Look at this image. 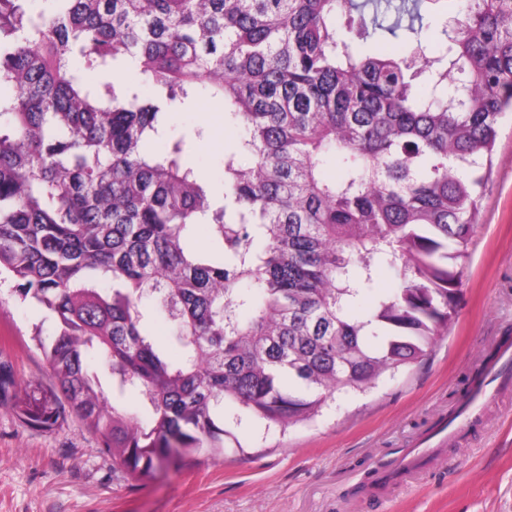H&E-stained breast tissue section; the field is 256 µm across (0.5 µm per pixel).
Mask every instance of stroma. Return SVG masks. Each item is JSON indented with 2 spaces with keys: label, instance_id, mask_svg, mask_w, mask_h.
<instances>
[{
  "label": "stroma",
  "instance_id": "1",
  "mask_svg": "<svg viewBox=\"0 0 512 512\" xmlns=\"http://www.w3.org/2000/svg\"><path fill=\"white\" fill-rule=\"evenodd\" d=\"M222 113L221 102L204 99L170 118L179 129L206 128L193 156L218 194L221 160L239 133ZM38 324L52 333L42 310L0 288V362L14 382L0 398V512H512V381L493 385L473 424L428 452L414 477L373 483L457 413L466 378L512 342V121L500 129L448 335L425 363L337 394L312 422L268 431L229 407L222 456L135 480L73 412L50 429L17 413L18 395L53 389L31 339Z\"/></svg>",
  "mask_w": 512,
  "mask_h": 512
}]
</instances>
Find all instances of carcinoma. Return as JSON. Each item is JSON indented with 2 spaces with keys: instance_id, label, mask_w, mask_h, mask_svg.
<instances>
[{
  "instance_id": "1",
  "label": "carcinoma",
  "mask_w": 512,
  "mask_h": 512,
  "mask_svg": "<svg viewBox=\"0 0 512 512\" xmlns=\"http://www.w3.org/2000/svg\"><path fill=\"white\" fill-rule=\"evenodd\" d=\"M33 2L0 0V271L52 316L33 340L113 462L219 457L228 405L285 429L433 351L512 111V0H459L435 56L443 0ZM400 31L409 58L355 48ZM202 93L243 127L221 201L189 161L204 128L168 122ZM383 267L401 286L353 317ZM43 400L17 408L50 429Z\"/></svg>"
}]
</instances>
